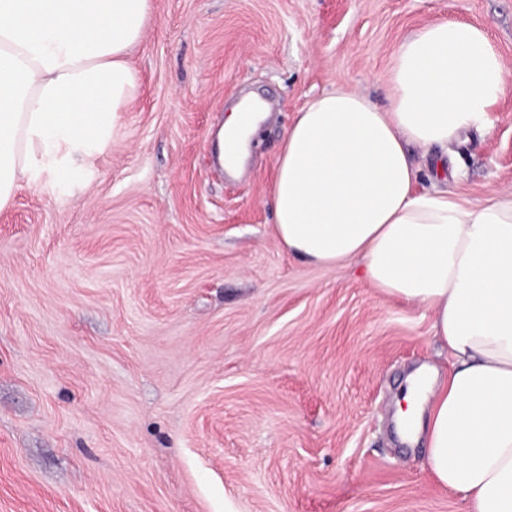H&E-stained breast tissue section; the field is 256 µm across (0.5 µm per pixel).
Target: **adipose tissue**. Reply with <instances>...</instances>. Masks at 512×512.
<instances>
[{
	"instance_id": "1",
	"label": "adipose tissue",
	"mask_w": 512,
	"mask_h": 512,
	"mask_svg": "<svg viewBox=\"0 0 512 512\" xmlns=\"http://www.w3.org/2000/svg\"><path fill=\"white\" fill-rule=\"evenodd\" d=\"M152 0H0V209L101 151L138 77L127 60ZM506 85L486 29L441 21L400 46L387 105L339 86L300 109L271 189L280 245L321 266L358 261L370 288L432 316L444 379L413 381L404 439L466 512H512V197L460 202L417 190L415 149L479 123ZM233 109L217 160L236 173L267 118Z\"/></svg>"
}]
</instances>
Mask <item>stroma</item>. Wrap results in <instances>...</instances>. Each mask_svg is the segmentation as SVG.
Returning <instances> with one entry per match:
<instances>
[{
  "label": "stroma",
  "instance_id": "1",
  "mask_svg": "<svg viewBox=\"0 0 512 512\" xmlns=\"http://www.w3.org/2000/svg\"><path fill=\"white\" fill-rule=\"evenodd\" d=\"M444 20L512 71V0H153L107 147L0 209V512H465L392 425L406 376L448 369L429 312L288 253L271 203L299 109L385 105ZM251 92L271 112L235 179L216 132ZM414 162L471 204L512 192V88Z\"/></svg>",
  "mask_w": 512,
  "mask_h": 512
}]
</instances>
